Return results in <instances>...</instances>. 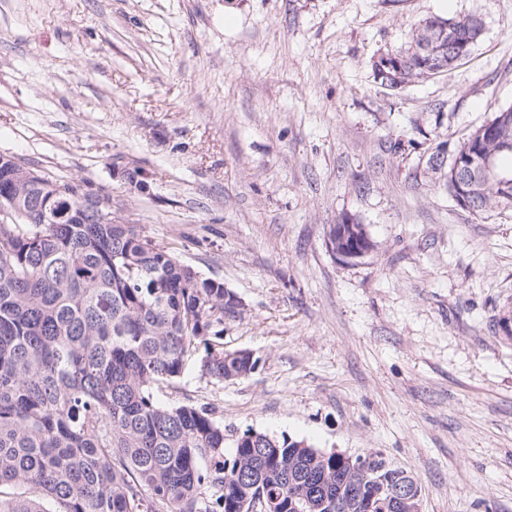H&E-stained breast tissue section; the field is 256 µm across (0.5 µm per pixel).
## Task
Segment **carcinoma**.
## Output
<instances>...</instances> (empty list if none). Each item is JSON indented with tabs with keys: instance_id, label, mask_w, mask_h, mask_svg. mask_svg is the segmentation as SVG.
<instances>
[{
	"instance_id": "obj_1",
	"label": "carcinoma",
	"mask_w": 512,
	"mask_h": 512,
	"mask_svg": "<svg viewBox=\"0 0 512 512\" xmlns=\"http://www.w3.org/2000/svg\"><path fill=\"white\" fill-rule=\"evenodd\" d=\"M446 31L442 70L482 35L475 17L436 16L371 61L374 78L401 90L425 74L424 49ZM496 153L512 175V128L466 138ZM13 166L0 165V197H15ZM65 186L45 213L0 224V512H329L348 495L353 465L287 437L247 429L226 452L214 410L167 405L159 390L186 362L222 382L259 359L220 339L224 284L191 275L174 251L135 224L80 210ZM481 215L512 210V184L477 178ZM362 497L346 512H395L383 488L402 472L370 455Z\"/></svg>"
}]
</instances>
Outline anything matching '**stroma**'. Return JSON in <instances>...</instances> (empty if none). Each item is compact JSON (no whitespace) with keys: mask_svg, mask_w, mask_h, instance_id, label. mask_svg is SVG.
<instances>
[{"mask_svg":"<svg viewBox=\"0 0 512 512\" xmlns=\"http://www.w3.org/2000/svg\"><path fill=\"white\" fill-rule=\"evenodd\" d=\"M483 34L392 91L371 60L431 16ZM512 104V0H0V153L112 210L244 303L169 404L325 451H379L424 512H512V211L428 170ZM372 253L332 256L330 224ZM325 244L333 256L344 262L364 259L373 249V243L364 225L356 224L350 218L329 226Z\"/></svg>","mask_w":512,"mask_h":512,"instance_id":"stroma-1","label":"stroma"}]
</instances>
